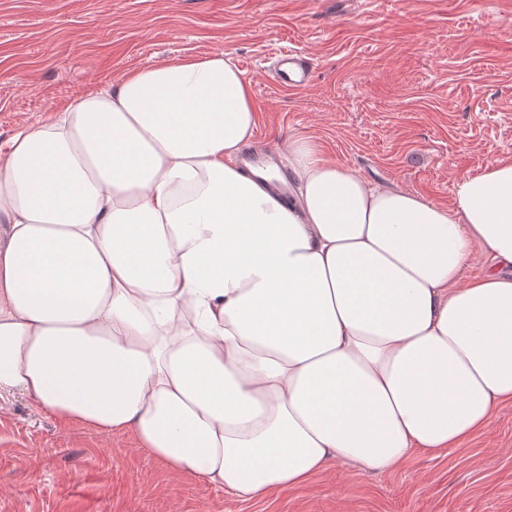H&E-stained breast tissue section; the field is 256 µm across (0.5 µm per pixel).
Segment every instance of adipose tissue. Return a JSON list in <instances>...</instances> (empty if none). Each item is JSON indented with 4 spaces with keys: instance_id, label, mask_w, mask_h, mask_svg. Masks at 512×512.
Wrapping results in <instances>:
<instances>
[{
    "instance_id": "adipose-tissue-1",
    "label": "adipose tissue",
    "mask_w": 512,
    "mask_h": 512,
    "mask_svg": "<svg viewBox=\"0 0 512 512\" xmlns=\"http://www.w3.org/2000/svg\"><path fill=\"white\" fill-rule=\"evenodd\" d=\"M256 128L219 51L0 144V399L244 501L487 430L512 405V159L442 204L297 137L284 201L238 162Z\"/></svg>"
}]
</instances>
